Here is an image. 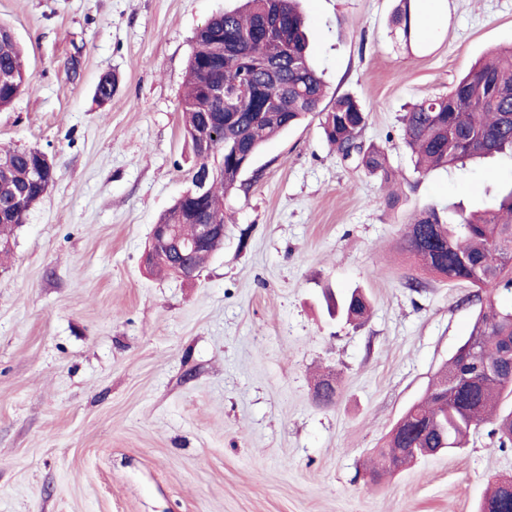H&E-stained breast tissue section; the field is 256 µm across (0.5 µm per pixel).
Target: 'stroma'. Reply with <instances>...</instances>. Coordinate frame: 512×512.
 Masks as SVG:
<instances>
[{
	"instance_id": "stroma-1",
	"label": "stroma",
	"mask_w": 512,
	"mask_h": 512,
	"mask_svg": "<svg viewBox=\"0 0 512 512\" xmlns=\"http://www.w3.org/2000/svg\"><path fill=\"white\" fill-rule=\"evenodd\" d=\"M240 4L0 0L30 80L0 111V149H40L57 169L0 257V512H476L490 480L512 477V447L485 424L367 480L481 305L417 269L405 227L512 184L507 159L418 175L401 118L512 45V0H439L408 40L399 0H301L328 94L364 105L360 139L387 152L398 204L310 117L245 173L197 278L158 275L152 226L195 165L180 112L193 36ZM356 287L369 315L331 316Z\"/></svg>"
}]
</instances>
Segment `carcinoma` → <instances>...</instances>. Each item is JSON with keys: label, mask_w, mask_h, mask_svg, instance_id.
<instances>
[{"label": "carcinoma", "mask_w": 512, "mask_h": 512, "mask_svg": "<svg viewBox=\"0 0 512 512\" xmlns=\"http://www.w3.org/2000/svg\"><path fill=\"white\" fill-rule=\"evenodd\" d=\"M392 24L410 39L422 28L410 0L393 15ZM310 33L296 0H245V9L209 19L193 37L187 64V91L181 101L184 135L196 146L204 119L224 113L216 127L217 153L208 161L213 174L203 196L183 195L161 218L180 225L188 239L197 224L224 223V199L243 188L240 176L265 142L319 116L328 144L343 158H355L370 175L389 182L394 171L384 150L363 148L360 134L368 113L350 94L327 96L323 73L309 56ZM248 86L247 100L224 105L212 88ZM29 85L21 48L13 31L0 26V109L12 105ZM402 140L411 151L414 170L463 167L477 159L512 160V47L485 63L474 65L446 95L425 98L402 116ZM39 149L0 152V239L6 240L25 223L34 205L53 185L56 173L44 165ZM404 245L417 267L450 282L463 281L487 295L469 336L499 363L501 370L484 376L476 361L456 352L430 380L423 397L397 421L369 472L386 476L425 456V449L460 448L481 423L494 420L500 444L512 442V412L497 413L500 401L512 396V306L498 300L512 294V185L492 195L479 209L419 210L407 226ZM370 304L355 289L336 305L348 321L367 315ZM418 452L402 458L398 449ZM500 504L512 512V501L501 499V482L478 505Z\"/></svg>", "instance_id": "1"}]
</instances>
